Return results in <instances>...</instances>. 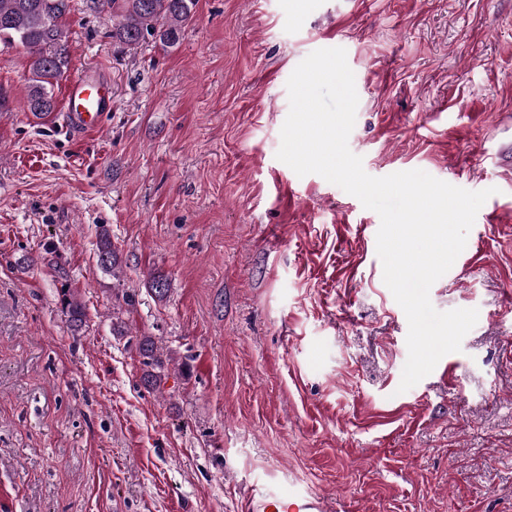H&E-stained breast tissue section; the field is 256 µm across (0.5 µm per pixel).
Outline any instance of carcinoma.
Returning <instances> with one entry per match:
<instances>
[{
    "mask_svg": "<svg viewBox=\"0 0 512 512\" xmlns=\"http://www.w3.org/2000/svg\"><path fill=\"white\" fill-rule=\"evenodd\" d=\"M93 8L112 10V41L136 49L147 39L166 46L178 44L191 23L197 0H91ZM69 0H0V44L19 45L30 56L24 110L35 115L56 109L53 88L69 64V34L63 17ZM98 265L111 272L120 258L108 232L96 243ZM62 311L75 330L85 323V305L68 290L62 291ZM142 366L141 382L147 389L160 386L171 352L150 336L137 339Z\"/></svg>",
    "mask_w": 512,
    "mask_h": 512,
    "instance_id": "1",
    "label": "carcinoma"
}]
</instances>
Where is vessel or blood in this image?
I'll list each match as a JSON object with an SVG mask.
<instances>
[{
	"label": "vessel or blood",
	"mask_w": 512,
	"mask_h": 512,
	"mask_svg": "<svg viewBox=\"0 0 512 512\" xmlns=\"http://www.w3.org/2000/svg\"><path fill=\"white\" fill-rule=\"evenodd\" d=\"M112 107V84L100 74L84 71L69 81L64 96V122L73 135L96 133ZM240 512H328L324 497L294 483L261 485L245 495Z\"/></svg>",
	"instance_id": "1"
}]
</instances>
